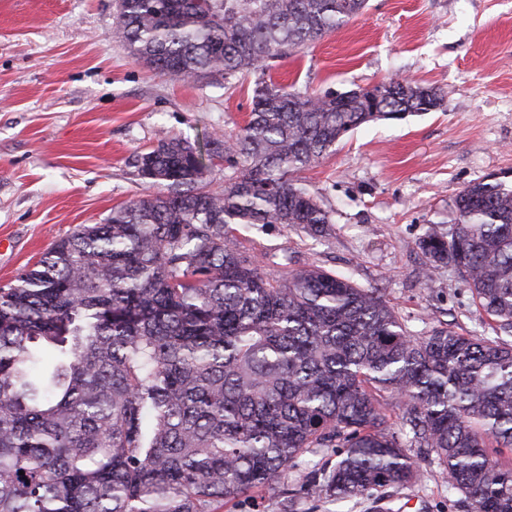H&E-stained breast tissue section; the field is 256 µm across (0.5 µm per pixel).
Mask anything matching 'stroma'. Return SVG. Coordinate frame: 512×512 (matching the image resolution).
Segmentation results:
<instances>
[{"label":"stroma","instance_id":"obj_1","mask_svg":"<svg viewBox=\"0 0 512 512\" xmlns=\"http://www.w3.org/2000/svg\"><path fill=\"white\" fill-rule=\"evenodd\" d=\"M119 0H0V287L54 241L99 224L144 184L138 155L170 138L204 144L243 125L254 77L187 82L149 71L112 37ZM275 82L344 93L399 77L439 88L443 109L370 122L295 173L332 215L328 234L241 224L275 278L313 263L380 289L409 330L499 329L466 284L418 276L420 241L470 183L512 181V0H369L341 30L272 62ZM399 491L402 512H457L435 467Z\"/></svg>","mask_w":512,"mask_h":512}]
</instances>
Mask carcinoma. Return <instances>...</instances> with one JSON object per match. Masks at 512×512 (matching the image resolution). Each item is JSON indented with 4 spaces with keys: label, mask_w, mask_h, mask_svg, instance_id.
Wrapping results in <instances>:
<instances>
[{
    "label": "carcinoma",
    "mask_w": 512,
    "mask_h": 512,
    "mask_svg": "<svg viewBox=\"0 0 512 512\" xmlns=\"http://www.w3.org/2000/svg\"><path fill=\"white\" fill-rule=\"evenodd\" d=\"M367 3L120 0L112 35L138 63L257 74L254 106L211 150L172 138L140 155L141 196L0 288V512H224L291 470L332 501L379 503L420 480V459L470 512H512V464L493 457L512 450V342L417 335L380 289L312 263L271 280L236 235L326 232L330 211L292 175L365 123L443 107L395 78L324 96L264 79ZM419 248L424 283L451 267L512 332V185L469 184Z\"/></svg>",
    "instance_id": "obj_1"
}]
</instances>
